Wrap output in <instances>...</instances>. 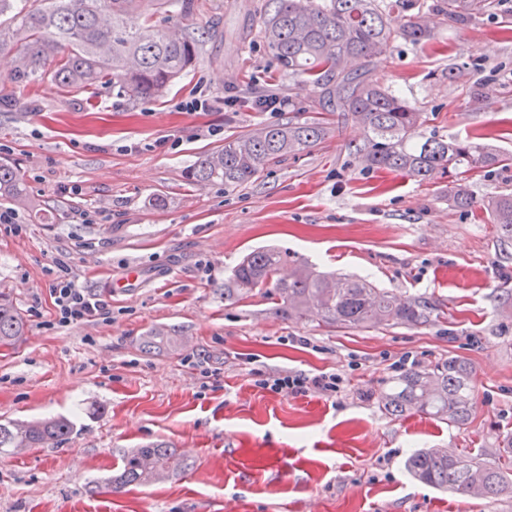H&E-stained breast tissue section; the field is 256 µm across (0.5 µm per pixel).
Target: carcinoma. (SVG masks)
Returning a JSON list of instances; mask_svg holds the SVG:
<instances>
[{
  "label": "carcinoma",
  "mask_w": 512,
  "mask_h": 512,
  "mask_svg": "<svg viewBox=\"0 0 512 512\" xmlns=\"http://www.w3.org/2000/svg\"><path fill=\"white\" fill-rule=\"evenodd\" d=\"M143 27L128 31L123 17L141 9ZM503 0H266L260 35L279 66L291 78L318 90V109L337 112L363 126L361 142L349 153L368 169L389 170L428 181L448 176V205L467 211L477 202L468 176L512 163L503 154L473 139H444L422 130L428 113L370 77V67L389 58L401 40L432 44L437 32L426 11L432 9L460 28L492 13L509 14ZM178 3L183 16L193 0H0V53L14 52L15 82L27 87L49 80L72 90L112 86L128 101L164 95L198 59L206 31L176 26L152 29L153 16ZM321 117L288 120L224 142L188 171V181L203 186L245 185L265 168L323 142L329 135ZM26 198L18 169L0 163V196ZM501 237L512 240V193L480 202ZM285 259L274 246L246 254L224 282V298L247 295L257 288L277 301L288 317L311 318L326 325L364 327L379 324L418 326L432 321L435 307L426 300L400 298L366 279L315 270L296 264L283 273ZM24 329L23 319L7 293L0 291V345L8 346ZM395 417L419 412L457 428L475 416L471 369L461 357H450L429 369H410L394 381L382 401ZM68 419L0 423V453L9 448H43L73 433ZM186 466L163 444L139 448L126 456L110 484L120 490L150 483ZM410 474L436 488L462 496L497 499L512 495V434L503 436L489 459L453 454L442 448L416 452Z\"/></svg>",
  "instance_id": "obj_1"
}]
</instances>
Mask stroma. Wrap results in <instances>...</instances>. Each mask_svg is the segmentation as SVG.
<instances>
[{
    "instance_id": "35a3bbf8",
    "label": "stroma",
    "mask_w": 512,
    "mask_h": 512,
    "mask_svg": "<svg viewBox=\"0 0 512 512\" xmlns=\"http://www.w3.org/2000/svg\"><path fill=\"white\" fill-rule=\"evenodd\" d=\"M187 25L211 33L170 92L129 103L110 88H19L0 56V161L22 173L18 232L0 233V290L26 330L0 348V422L64 417L66 439L0 455V512H512V498L465 497L414 479L420 448L490 456L512 433V241L484 210L448 207V181L420 183L364 168L349 142L363 130L328 114L325 141L227 187L190 185L186 171L225 140L287 121L256 94L290 97L299 119L318 100L289 79L260 34L265 0H194ZM436 43L397 44L373 72L430 112L428 132L512 153V33L499 17L459 29L438 16ZM458 68L447 81L449 68ZM233 105H225V98ZM205 101L186 111L191 99ZM79 194H69V187ZM106 220L74 224L73 210ZM273 244L288 263L366 275L442 310L430 323L327 327L273 312L264 292L225 299L241 257ZM65 259L81 287L110 295L112 320L55 331L50 269ZM138 280L111 287L130 266ZM177 344L151 352L156 331ZM412 354L427 369L451 356L472 370L476 416L466 428L385 414L380 399ZM223 367L202 386L193 369ZM348 379L341 396L273 394L254 370ZM166 443L186 460L163 479L112 491L131 451Z\"/></svg>"
}]
</instances>
